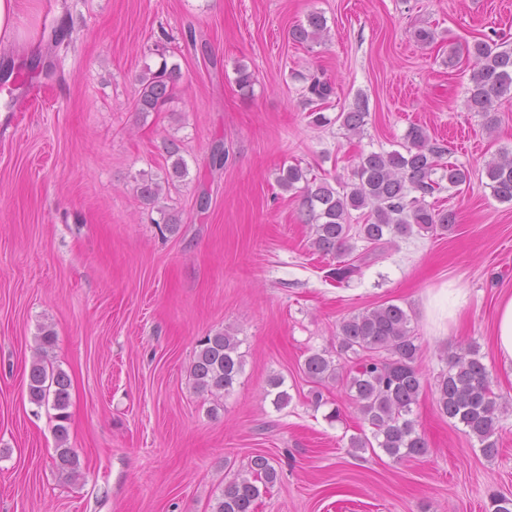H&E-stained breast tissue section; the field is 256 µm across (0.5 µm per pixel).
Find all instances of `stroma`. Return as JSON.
Returning a JSON list of instances; mask_svg holds the SVG:
<instances>
[{"instance_id":"1","label":"stroma","mask_w":512,"mask_h":512,"mask_svg":"<svg viewBox=\"0 0 512 512\" xmlns=\"http://www.w3.org/2000/svg\"><path fill=\"white\" fill-rule=\"evenodd\" d=\"M313 11L325 40H291ZM60 28L59 76L41 80L37 102L9 112L0 90V512H212L258 454L279 477L256 512H486L490 494L512 498V366L492 342L496 300L512 293V204L484 173L512 151V94L487 134L465 105L468 61L448 64L454 45H512V0H17L14 63L46 56ZM422 28L432 42L416 39ZM161 47L182 78L143 115L138 78ZM240 65L252 91L236 83ZM313 74L335 89L326 126L305 104ZM359 98L369 115L352 137L336 117ZM414 124L471 173L429 199L455 213V230L378 249L352 239L358 270L336 283L302 195L276 178L297 165L350 180L358 154L398 149ZM167 139L189 171L164 201L181 220L173 233L137 189L165 165ZM448 282L465 297L443 331L426 305ZM385 302L409 314L423 375L413 416L428 451L401 463L350 452L354 405L301 370L311 352L335 350L342 319ZM44 327L71 379L74 477L55 465L52 409L28 396ZM221 330L240 339L244 368L216 399L196 391L190 366L198 339ZM468 346L502 410L492 458L436 407L444 351ZM276 375L291 396L281 409L265 396Z\"/></svg>"}]
</instances>
